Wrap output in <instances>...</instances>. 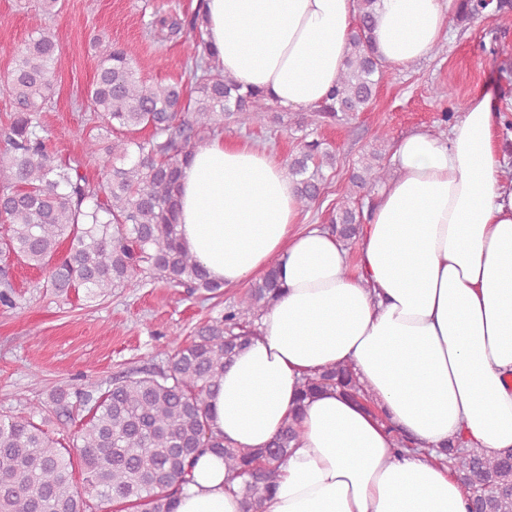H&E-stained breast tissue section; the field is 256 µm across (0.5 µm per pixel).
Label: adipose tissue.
I'll return each instance as SVG.
<instances>
[{
	"mask_svg": "<svg viewBox=\"0 0 512 512\" xmlns=\"http://www.w3.org/2000/svg\"><path fill=\"white\" fill-rule=\"evenodd\" d=\"M457 0H378L382 62L407 66L446 33ZM356 0H206L200 28L225 75L287 111L323 102L344 68ZM506 115L479 93L441 137L393 149V176L365 210L358 264L304 224L281 158L214 137L191 150L176 189L181 244L211 280L236 287L269 267L281 293L225 367L211 428L236 449L298 438L272 491L247 508L221 452L203 453L176 512H469L442 449L512 448V181ZM351 366L376 403L307 375ZM409 437L415 451L396 447Z\"/></svg>",
	"mask_w": 512,
	"mask_h": 512,
	"instance_id": "adipose-tissue-1",
	"label": "adipose tissue"
}]
</instances>
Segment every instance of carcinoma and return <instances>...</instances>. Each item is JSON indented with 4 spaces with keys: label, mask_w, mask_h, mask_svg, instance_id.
<instances>
[{
    "label": "carcinoma",
    "mask_w": 512,
    "mask_h": 512,
    "mask_svg": "<svg viewBox=\"0 0 512 512\" xmlns=\"http://www.w3.org/2000/svg\"><path fill=\"white\" fill-rule=\"evenodd\" d=\"M377 0H357L359 22L335 89L296 125L306 128L338 113L365 112L373 104L383 64L373 42ZM490 0H461L460 18L472 20ZM203 5L180 16H158L152 25L188 34L190 82H149L139 76L128 52L93 38L100 60L87 90L92 124L75 135L86 156L102 162L95 183L81 163L55 157L42 123L51 105L58 46L41 30L11 51L14 66L0 94L14 112L0 123V260H17L48 271L42 287L56 296L83 288L91 301L105 300L144 274L152 281L192 292L221 294L223 285L206 278L179 243L174 221L175 185L195 141L224 131V120L241 128L274 123L285 116L259 92H242L211 65L200 30ZM151 130L147 136L142 135ZM334 155L319 139L302 137L288 161L302 207L323 190L322 167ZM387 170L368 158L351 176L352 186L373 188ZM345 240L358 233L356 208L345 203L331 218ZM275 270L254 282L224 314L197 326L192 339L167 364L115 379L106 389L54 390L32 404L27 418L0 415V512H92L116 501L140 512H175L187 482V467L221 444L210 428L209 398L236 351L255 335L253 320L279 296ZM19 302L9 267H0V305ZM325 389L374 404L348 365L308 375L298 402ZM75 401H70V398ZM86 412L76 443L83 488L74 486L68 448L43 429L60 408ZM40 416L42 423L33 421ZM285 423L269 447L224 448V464L243 478L247 504L274 486L280 464L296 440ZM448 455L470 500V512H512V449L489 456L478 448L448 446Z\"/></svg>",
    "instance_id": "carcinoma-1"
}]
</instances>
